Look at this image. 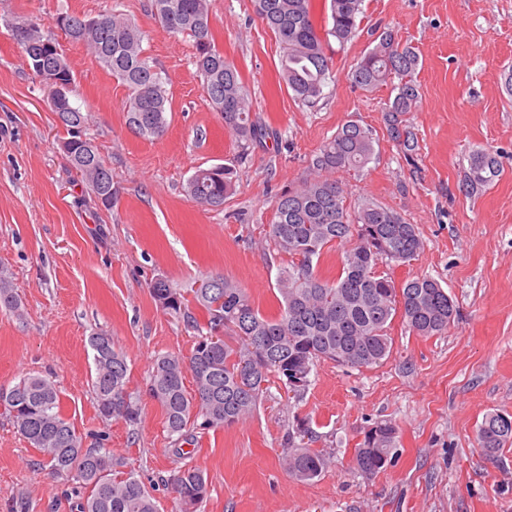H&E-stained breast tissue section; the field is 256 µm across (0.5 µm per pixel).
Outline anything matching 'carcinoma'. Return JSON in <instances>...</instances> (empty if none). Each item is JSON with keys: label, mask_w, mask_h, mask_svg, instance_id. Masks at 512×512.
<instances>
[{"label": "carcinoma", "mask_w": 512, "mask_h": 512, "mask_svg": "<svg viewBox=\"0 0 512 512\" xmlns=\"http://www.w3.org/2000/svg\"><path fill=\"white\" fill-rule=\"evenodd\" d=\"M362 0H327L323 26H317L313 0H256L257 12L283 49L281 72L288 90L312 103L333 78L332 43L343 47L359 29ZM155 15L174 36L190 37L196 47L195 65L209 104L224 118V125L241 147L270 137L272 131L252 117L251 103L235 64L215 46L209 0H152ZM55 24L72 41L81 44L112 77L128 88L126 123L136 135L150 139L168 127L166 81L150 64L142 47V32L134 22L112 10L97 18L61 13ZM28 68L34 59L57 57L58 41L42 31L16 39ZM419 56L413 47L395 42L389 32L347 74L350 83L363 90L383 84L394 96L384 107L390 138L408 156L417 150L414 133L402 116L419 107L420 93L414 74ZM65 131L61 144L70 167L101 204L112 195V170L93 139L88 136V111L71 100L59 113ZM374 155L372 132L355 122L346 123L319 149L312 161L315 175L277 196L270 233L278 251L293 258L279 272L277 291L280 313L263 315L250 295L226 278L201 281L192 289L193 301L204 322L191 315L188 299L163 278L151 282L154 299L162 308L187 318L200 332L191 355L157 356L148 381L150 396L160 405L168 432L186 440L190 429L223 428L249 418L257 408L264 385L275 377L283 384L298 372L305 380L315 364L330 360L339 365L368 367L390 355L388 328L401 314L410 330L434 336L448 329L457 315L448 292L434 278L424 275L401 288L382 261L406 263L423 249L413 224L375 201L366 200L352 212L341 185L328 178L339 171H358ZM502 175L498 155L475 151L468 156L462 191L486 188ZM234 170L222 164L198 168L187 180V195L197 204L219 209L233 187ZM344 247L333 281L323 279L313 258L326 248ZM231 331L237 347L222 335ZM94 376L91 386L99 413L107 420L128 425L140 419L138 401L127 390L128 364L112 338L103 333L89 336ZM191 375L194 392L187 391ZM3 407L20 435L37 449L57 473L73 474L87 494L78 512H158L152 496L133 473L119 477L110 449L99 443L87 448L83 437L60 412V397L53 380L27 375L10 388L0 387ZM399 430L390 421L375 423L364 432L354 449L357 470L373 475L391 463ZM293 451L285 466L300 481L318 477L324 455L310 448L308 428H292L288 437ZM478 446L496 453L512 445V426L501 414H486L477 429ZM166 483L178 495L185 512L208 496V478L193 465L170 470Z\"/></svg>", "instance_id": "obj_1"}]
</instances>
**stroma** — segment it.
Returning a JSON list of instances; mask_svg holds the SVG:
<instances>
[{
  "label": "stroma",
  "instance_id": "35a3bbf8",
  "mask_svg": "<svg viewBox=\"0 0 512 512\" xmlns=\"http://www.w3.org/2000/svg\"><path fill=\"white\" fill-rule=\"evenodd\" d=\"M150 4L0 0V283L23 303L18 314L0 310V387L28 374L52 377L65 418L87 440L106 434L118 470L137 474L159 512H180L164 480L183 462L208 478L197 512H512V447L488 456L476 440L487 413L512 414V97L501 82L512 69V0H362L359 32L335 49V80L311 107L280 81L282 49L255 0H209L217 48L238 68L254 118L282 139L245 152L209 105L192 40L168 33ZM109 9L138 25L167 80L171 113L161 137L131 132L127 88L52 22L59 12ZM35 17L57 39L90 112L89 134L112 170L111 209L68 166L48 93L5 26ZM385 31L420 57L421 106L403 117L418 139L410 157L384 123L390 87L365 91L347 78ZM350 121L371 129L375 153L362 171L336 173L348 203L373 199L416 225L424 242L412 261L385 272L399 285L437 279L457 318L425 337L394 317L382 363L318 362L301 399L274 381L245 422L175 441L146 392L148 371L158 355L190 356L197 333L156 302L150 282L161 277L187 292L203 277H223L276 315L277 277L291 258L270 234L275 196L307 178L316 152ZM480 149L497 153L503 173L470 196L460 184L468 155ZM216 164L234 169L236 188L223 209L209 210L185 185L197 167ZM99 331L126 356L138 425L99 414L88 345ZM298 416L326 457L321 475L305 482L284 467ZM381 420L396 423L399 445L392 463L368 476L352 456ZM77 487L0 409V512H77Z\"/></svg>",
  "mask_w": 512,
  "mask_h": 512
}]
</instances>
